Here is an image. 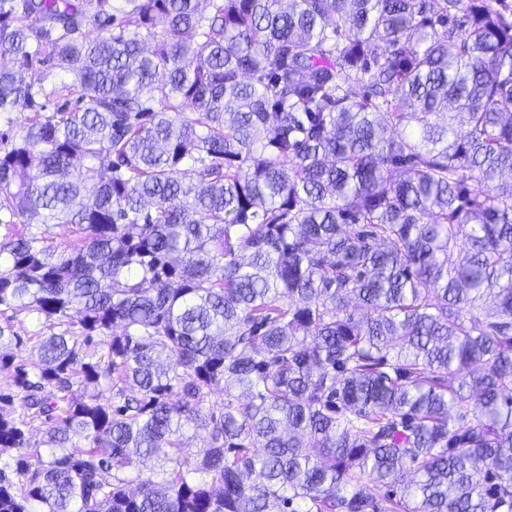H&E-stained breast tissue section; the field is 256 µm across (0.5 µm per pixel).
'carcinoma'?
<instances>
[{"label": "carcinoma", "mask_w": 512, "mask_h": 512, "mask_svg": "<svg viewBox=\"0 0 512 512\" xmlns=\"http://www.w3.org/2000/svg\"><path fill=\"white\" fill-rule=\"evenodd\" d=\"M0 51V512H512L506 0H0ZM8 314H12L13 316L11 319L13 330L22 336L25 342L27 341L28 336H40V334L47 331L46 327H43L44 325L42 322L37 320L34 315L30 314L26 310H17L14 313L8 312ZM34 345L35 339L33 341H27L25 346L21 348V351H17L16 349H14V351L22 358L35 360L37 353L33 350Z\"/></svg>", "instance_id": "obj_1"}]
</instances>
